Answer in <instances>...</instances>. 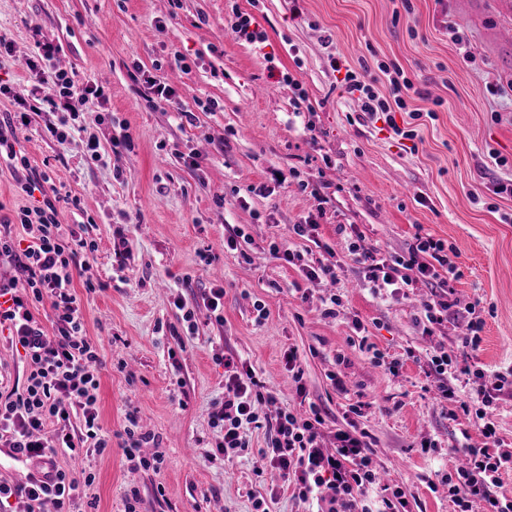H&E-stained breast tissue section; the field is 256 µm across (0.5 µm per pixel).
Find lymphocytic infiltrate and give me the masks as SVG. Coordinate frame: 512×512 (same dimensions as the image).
Wrapping results in <instances>:
<instances>
[{
  "label": "lymphocytic infiltrate",
  "mask_w": 512,
  "mask_h": 512,
  "mask_svg": "<svg viewBox=\"0 0 512 512\" xmlns=\"http://www.w3.org/2000/svg\"><path fill=\"white\" fill-rule=\"evenodd\" d=\"M38 54L27 60L29 70L39 77L38 85L28 91L10 86L0 93L19 105L36 98L59 112L58 124L49 126L50 136L65 140L70 125L104 123L101 107L105 101L102 86L79 83L65 71L55 68L60 48L45 40L37 45ZM388 76L390 98L380 97L374 78L346 71L343 82L348 94L357 95L361 110L371 116L392 110L406 111V96L414 85L398 66L380 65ZM17 223L0 224V261L14 264L21 275L0 281V325H7L11 340L19 345L29 364L22 388L0 394V439H6L10 456L18 462L31 463L23 483L0 484V501L16 500L19 512H39L46 501H53L58 512H79L85 485L92 476L78 479L58 469L54 451H77L92 443L95 451H104L108 441L101 437L97 422L99 378L95 365L98 349L85 332L80 302L75 294V278H83L92 287V261L95 241L77 236L59 223L57 208L51 199L41 205L20 210ZM25 227L28 238H20L16 227ZM349 250L362 264L366 288L378 294L401 291L424 283L434 290V297L424 307L426 334L448 319L452 281L459 276L443 241L416 236L406 254L389 257L365 250L353 242ZM51 298L53 331L45 333L34 315L43 298ZM224 401L212 415L213 424L223 431L217 450L225 459H233L248 448L244 437L247 425L256 423V406L273 402V395L263 393L252 374L239 372L233 359L224 362ZM512 390V369L497 374L494 385H487L482 372L472 374L467 400L460 402L463 413L474 414L480 431L487 439L484 448L466 449V463L458 468V482L449 492L459 506L479 500L485 512H512V493L505 490L502 475L512 471V448L499 437L496 422L488 411L499 393ZM81 413L80 433L67 431L74 413ZM59 429L45 435L47 422ZM321 416L301 418L289 410L278 411L269 423L270 438L262 455L279 469L301 501H317L319 512H371L366 503L375 471L365 438L337 430L336 451L324 453L320 447Z\"/></svg>",
  "instance_id": "f902f5d3"
}]
</instances>
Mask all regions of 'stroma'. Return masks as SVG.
Wrapping results in <instances>:
<instances>
[{"label": "stroma", "instance_id": "stroma-1", "mask_svg": "<svg viewBox=\"0 0 512 512\" xmlns=\"http://www.w3.org/2000/svg\"><path fill=\"white\" fill-rule=\"evenodd\" d=\"M235 6L266 33L262 46L225 30ZM456 30L465 47L453 42ZM508 33L512 17L498 0H483L477 16L457 0H0V38L10 47L0 55V81L35 84L24 62L48 38L61 47L59 69L103 84L114 117L71 128L61 143L44 133L55 116L43 104L27 128L4 130L59 187V222L82 224L98 245L92 272L102 290L86 291L79 279L74 289L85 334L99 347L96 407L111 446L55 455L74 476H95L82 512H125L133 491L138 512H254L258 498L268 512H311L259 450L277 410L312 406L326 450L335 449L336 430L369 433L380 475L372 508L398 490L407 512H461L448 476L464 446L486 440L475 417L440 400V378L425 358L439 347L457 355L461 394L468 370L491 384L512 368V197L490 190L512 179V59L498 43ZM176 53L190 74L168 68ZM333 55L358 72L381 62L404 70L416 92L395 126L360 118L359 100L329 65ZM141 69L159 70L194 124L148 101ZM285 72L299 80L307 109L295 110L299 87L282 82ZM396 126L416 138L395 136ZM126 134L133 149L112 157ZM92 137L97 160L85 149ZM291 167L299 178L271 187L273 174ZM263 183L269 192L254 193ZM315 186L330 197L319 233L290 236L289 225L319 206ZM342 224L383 256L406 253L418 234L452 247L461 275L447 322L424 334L425 286L404 296L364 290ZM237 228L241 237L228 244ZM278 238L332 259L336 282L313 284L275 258L269 244ZM216 284L224 288L220 321L204 301ZM331 291L342 297L333 318L322 302ZM471 306L483 322L474 350L461 345L460 315ZM357 320L365 335L355 333ZM289 349L302 381L288 371ZM408 349L415 358L404 359ZM376 353L403 364L389 372L372 363ZM228 358L276 398L260 405L248 450L230 461L213 456L222 434L211 419ZM132 420L152 437L142 454L163 456L160 470L127 460Z\"/></svg>", "mask_w": 512, "mask_h": 512}]
</instances>
